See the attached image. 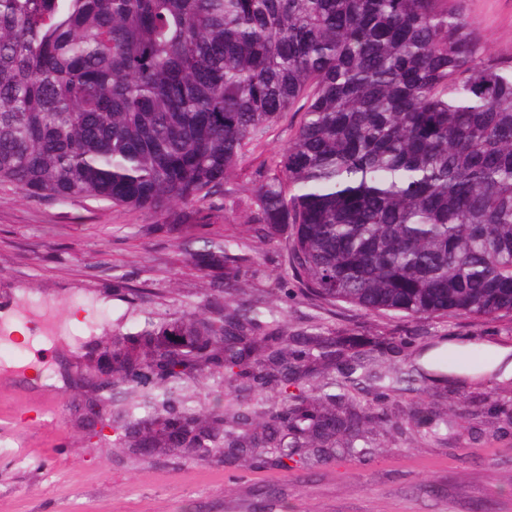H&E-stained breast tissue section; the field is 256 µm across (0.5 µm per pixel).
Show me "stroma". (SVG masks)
Instances as JSON below:
<instances>
[{"mask_svg": "<svg viewBox=\"0 0 512 512\" xmlns=\"http://www.w3.org/2000/svg\"><path fill=\"white\" fill-rule=\"evenodd\" d=\"M449 6L475 27L484 61L511 69L512 0ZM301 118L282 114L246 146L223 204L201 225L0 184V307L11 305L45 344L35 384L24 368L33 346L0 337V512H512V373L492 365L493 349L512 347V319L403 318L309 295L289 264L288 235L263 230L251 200ZM208 240L235 241L248 256L226 307L259 299L289 334L361 338L367 379L357 402L372 421L354 452L310 448L287 468L256 467L247 454L221 465L143 461L73 428L67 401L84 345L209 303L217 273L188 256ZM393 371L409 381L374 401L376 377ZM279 400L277 387L250 391L227 375L208 378L190 404L249 415ZM422 414L447 419V429L425 436Z\"/></svg>", "mask_w": 512, "mask_h": 512, "instance_id": "obj_1", "label": "stroma"}]
</instances>
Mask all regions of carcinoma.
Listing matches in <instances>:
<instances>
[{
  "instance_id": "obj_1",
  "label": "carcinoma",
  "mask_w": 512,
  "mask_h": 512,
  "mask_svg": "<svg viewBox=\"0 0 512 512\" xmlns=\"http://www.w3.org/2000/svg\"><path fill=\"white\" fill-rule=\"evenodd\" d=\"M288 150L258 177V221L291 227L290 261L316 298L407 317L512 318V72L480 56L448 0H0V182L97 199L164 222L199 218L247 144L294 107ZM226 241L194 257L233 273ZM256 305L144 321L86 345L67 410L82 433L147 459L222 463L259 448L362 437L345 391L307 384L322 337L290 338ZM281 388V408L227 428L179 394L226 371ZM296 387L298 392L289 391ZM158 393L120 407L115 393Z\"/></svg>"
}]
</instances>
